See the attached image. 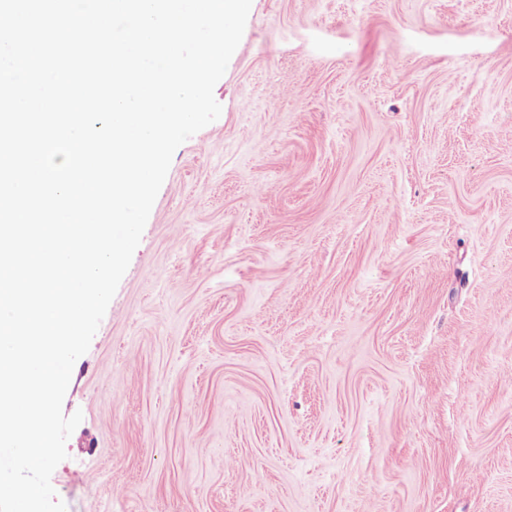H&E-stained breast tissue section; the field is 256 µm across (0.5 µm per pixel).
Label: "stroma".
<instances>
[{"label": "stroma", "instance_id": "stroma-1", "mask_svg": "<svg viewBox=\"0 0 512 512\" xmlns=\"http://www.w3.org/2000/svg\"><path fill=\"white\" fill-rule=\"evenodd\" d=\"M88 352L67 512H512V0H254Z\"/></svg>", "mask_w": 512, "mask_h": 512}]
</instances>
